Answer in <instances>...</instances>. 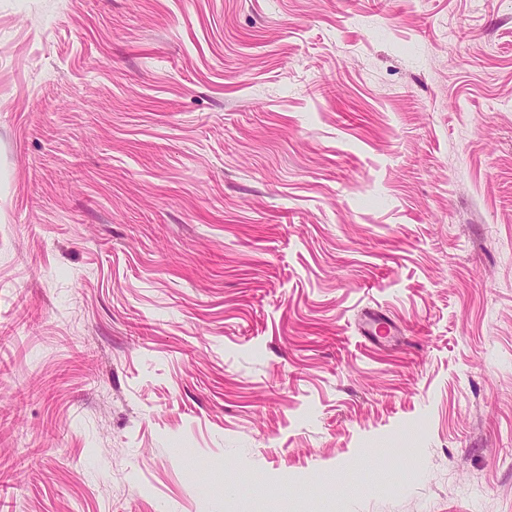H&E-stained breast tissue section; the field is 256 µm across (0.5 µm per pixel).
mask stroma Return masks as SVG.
<instances>
[{
  "mask_svg": "<svg viewBox=\"0 0 512 512\" xmlns=\"http://www.w3.org/2000/svg\"><path fill=\"white\" fill-rule=\"evenodd\" d=\"M1 474L512 512V0H0Z\"/></svg>",
  "mask_w": 512,
  "mask_h": 512,
  "instance_id": "1",
  "label": "stroma"
}]
</instances>
